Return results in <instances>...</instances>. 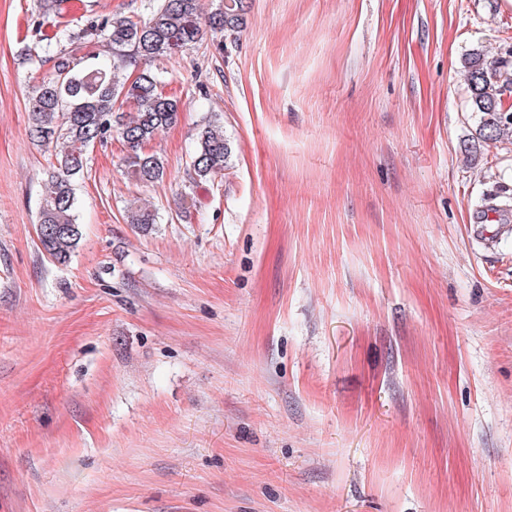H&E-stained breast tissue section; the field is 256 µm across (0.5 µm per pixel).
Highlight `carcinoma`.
I'll return each mask as SVG.
<instances>
[{
	"label": "carcinoma",
	"instance_id": "cac0c4a2",
	"mask_svg": "<svg viewBox=\"0 0 512 512\" xmlns=\"http://www.w3.org/2000/svg\"><path fill=\"white\" fill-rule=\"evenodd\" d=\"M247 0H224L222 7L204 15L197 0H148L146 16L114 14L92 20L66 34L67 48L50 53L51 44L37 40L28 52L53 62V70L37 86L28 106V133L40 145L52 147L54 163L44 183L37 232L43 250L56 262H68L79 239L77 199L73 179L84 171L87 152L117 134L126 149L127 175L137 183L163 180L165 166L147 150L157 134L178 120L177 100L166 96L162 78L144 70L132 78L125 73L133 58L146 62L194 46L204 29L214 33L238 32L246 24ZM104 43L112 50V64L98 63L87 51ZM463 72L472 113L477 123L476 142H512V110L504 96L512 92L508 62L489 59L482 49L463 57ZM130 111L116 112V103ZM231 154L218 120L199 132L192 170L199 181L223 174ZM127 218L145 230L156 223L145 206L128 207Z\"/></svg>",
	"mask_w": 512,
	"mask_h": 512
}]
</instances>
